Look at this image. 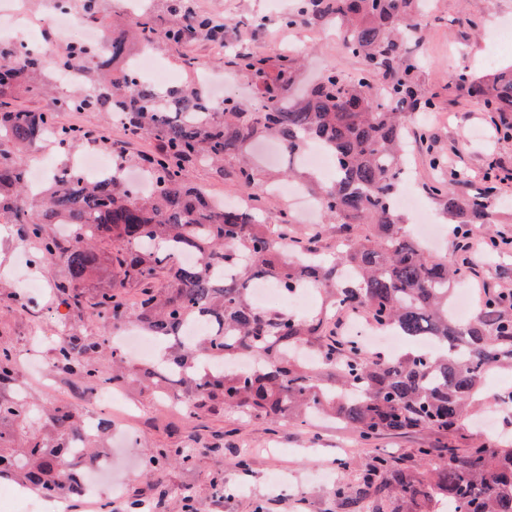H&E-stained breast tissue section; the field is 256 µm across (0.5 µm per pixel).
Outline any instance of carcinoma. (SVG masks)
Listing matches in <instances>:
<instances>
[{"label":"carcinoma","instance_id":"carcinoma-1","mask_svg":"<svg viewBox=\"0 0 512 512\" xmlns=\"http://www.w3.org/2000/svg\"><path fill=\"white\" fill-rule=\"evenodd\" d=\"M169 21H156L148 5L125 20L145 47L166 49L188 63L187 47L198 41L224 44L226 25L197 13L193 0H163ZM417 0H299L283 18L323 24L334 22L342 49L358 58L354 78L330 69L301 97L288 90L297 58L285 53L272 61L242 54L231 66L255 81L259 105L234 97L213 112L203 111L201 90L161 87L130 72L126 36L109 40L106 51L91 59L85 49L63 48L59 63L79 73L80 91L62 102L66 112H113L135 137L155 142V151L139 157L151 190L140 194L123 175L129 156L117 152L112 177L99 182L63 169L52 177L48 194L34 204L23 156L54 132L61 152L86 144L112 146L101 132L57 123L55 113L22 108L11 92L20 87L37 96L46 71L35 53L20 56L17 45H0V141L13 147L0 153V213L9 212L26 238L39 243L37 260L62 263L63 280L55 284L61 304L85 308L103 320L127 318L125 289H139L133 316L142 329L164 345V352L143 377L166 391L179 389L185 407L222 404L270 421L329 409L365 441L383 434L422 429L448 438L439 458L434 449L418 448L424 469L410 474L402 463L385 457L372 461L371 473L384 487L413 498L448 501V512H512V443L488 440L473 448H457L461 424L481 399L483 379L494 368H512V290L494 288L467 322L450 310L456 269L445 257L425 248L405 231V219L392 205L407 172L405 137L408 114L435 108L433 97L421 98L409 46L419 37L413 21ZM106 0H70L84 22L100 23ZM384 79L382 97L372 80ZM459 86L481 101L494 126L512 136V65L479 75L462 73ZM275 138L288 151L283 173L298 180L292 163L312 142L330 152L334 178L311 184L322 214L344 231L340 248L328 255L294 242L291 258L288 214L276 234L260 224L262 210L217 207L206 191L190 180L191 171L207 166L215 177L244 192L262 182L253 144ZM468 172L429 186L455 224L461 239L481 233L490 223L493 190L467 188ZM64 224L63 236L49 225ZM366 224L371 232L355 234ZM122 244L112 255L118 270L115 284L87 297L80 283L95 267V242L105 236ZM196 254L192 265L181 255ZM265 279L285 291L308 284L325 290L340 308L355 306L382 328L425 339L433 347L408 350L395 359L368 358L355 345L326 338L318 318H300L281 309L257 310L250 284ZM202 321L210 330L188 343L185 327ZM55 347L54 365L77 370L93 386L119 385L125 377L101 376L91 365L106 339L90 341L65 336ZM254 358L239 372L228 363ZM30 407L0 396V475L46 495L81 498L83 485L62 469L68 461L90 466L97 454L76 409L60 405L47 416L50 440L33 437L23 448L11 443L24 427ZM80 447H75V444ZM173 459L190 463L180 448H162L148 461L158 471Z\"/></svg>","mask_w":512,"mask_h":512}]
</instances>
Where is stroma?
Wrapping results in <instances>:
<instances>
[{
	"mask_svg": "<svg viewBox=\"0 0 512 512\" xmlns=\"http://www.w3.org/2000/svg\"><path fill=\"white\" fill-rule=\"evenodd\" d=\"M297 0H194L196 12L224 21L225 55L211 53L197 44L193 53L199 66L223 73L229 92L250 100L255 89L248 80L225 67L226 56L237 46L274 58L295 49L304 54L297 89H304L325 70L354 76L359 58L345 52L331 27L311 24L286 26L281 19L294 12ZM512 23V0H429L418 19L421 38L412 47L419 61L416 80L428 94H438V105L426 114L418 128L423 139L411 141L413 179L410 190L423 198L428 219L440 220V207L429 198L427 186L436 173L431 157H442L447 169L470 170L477 186L484 175L495 170L501 177L496 185L495 233H512V139L500 138L486 109L461 90L454 74L479 73L488 55L498 65L512 64V52H497L496 33ZM477 250L460 248L453 235H446L441 250L461 270L460 287L483 290L498 287L512 290V270L499 269L498 258L489 256L485 235H477ZM35 274L44 282L36 306L15 302L20 288L13 277H0V349L14 355L19 376L4 393L30 403L34 417L22 429L23 435H46L47 415L54 406L86 403L91 392L79 374L52 366V331L69 329L88 339L112 332L111 323L91 313H77L60 307L54 283L65 270L59 265L38 266ZM43 330H36V323ZM127 380L116 389L126 400L114 409L113 434H136L133 447L114 450L118 476L124 480V495L150 504L153 512H182L180 489H190L205 512H448L447 503L426 497L401 498L374 482L366 497L358 488L372 459L390 456L415 466L417 448H439L442 436L430 432L388 434L372 442L363 441L344 423L323 416L299 423H273L217 404L196 414L174 408L155 386L141 378L142 361L123 359ZM512 392V371L493 372L484 385V407L475 410L466 429L469 442L485 438L484 408L498 412L497 435L512 438V403H500L501 395ZM160 448H180L191 454V465L173 463L158 473L147 462ZM345 486V498L336 495Z\"/></svg>",
	"mask_w": 512,
	"mask_h": 512,
	"instance_id": "1",
	"label": "stroma"
}]
</instances>
